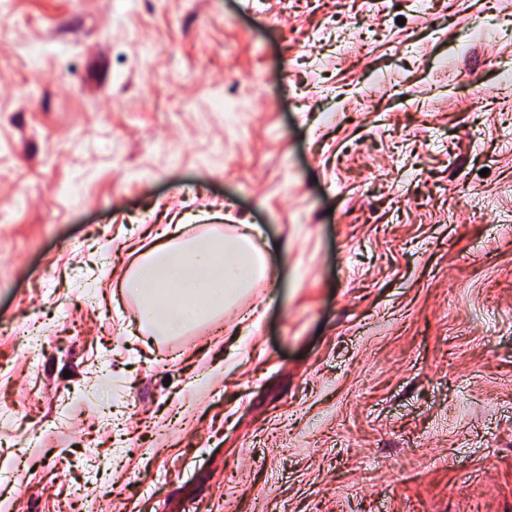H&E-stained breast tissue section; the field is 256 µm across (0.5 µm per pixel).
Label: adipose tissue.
<instances>
[{
    "instance_id": "1",
    "label": "adipose tissue",
    "mask_w": 512,
    "mask_h": 512,
    "mask_svg": "<svg viewBox=\"0 0 512 512\" xmlns=\"http://www.w3.org/2000/svg\"><path fill=\"white\" fill-rule=\"evenodd\" d=\"M254 230L249 224L234 236L214 234L189 244L172 241L156 247L124 279L126 290L141 297L143 322L162 336L181 334L231 308L256 281L268 278L278 256L255 245ZM165 271L173 287L193 295L192 304L174 310L161 306L156 289Z\"/></svg>"
}]
</instances>
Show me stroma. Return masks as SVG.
Returning a JSON list of instances; mask_svg holds the SVG:
<instances>
[{
  "label": "stroma",
  "mask_w": 512,
  "mask_h": 512,
  "mask_svg": "<svg viewBox=\"0 0 512 512\" xmlns=\"http://www.w3.org/2000/svg\"><path fill=\"white\" fill-rule=\"evenodd\" d=\"M0 213V512H512V0H0ZM234 236L213 234L192 243L168 242L156 247L124 279V288L142 300L143 322L162 336L181 334L207 320L215 312L231 308L256 281L276 269L278 255L265 253L254 243L253 224ZM171 270L172 286L164 284V300L173 305L190 301L176 288L194 296L188 306L169 310L161 306L155 292L161 273Z\"/></svg>",
  "instance_id": "obj_1"
}]
</instances>
